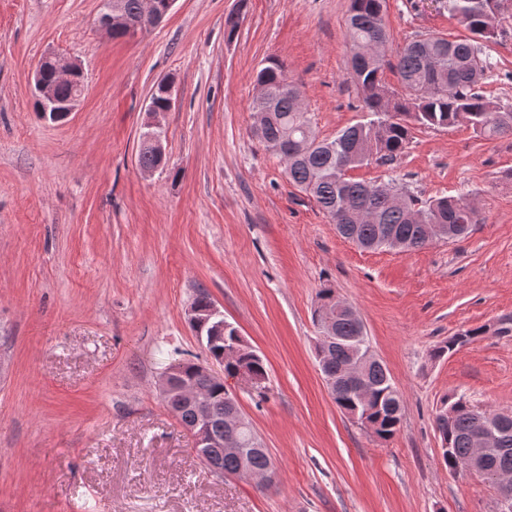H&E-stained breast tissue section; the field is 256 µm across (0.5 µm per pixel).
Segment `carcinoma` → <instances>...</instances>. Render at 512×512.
I'll return each instance as SVG.
<instances>
[{
    "mask_svg": "<svg viewBox=\"0 0 512 512\" xmlns=\"http://www.w3.org/2000/svg\"><path fill=\"white\" fill-rule=\"evenodd\" d=\"M448 15L469 35L449 40L433 35L412 39L393 47L384 12V0H350L346 39L350 45L349 69L362 102L366 118L340 130L336 137L316 140L304 109L296 104L294 93L299 91L295 81L288 77L285 66L277 59H268L256 74L255 82L266 87L269 98L262 102L253 98L252 115L262 112L271 119L262 131L253 134L264 146L280 156L285 164L288 180L312 198L324 214L336 224L339 235L365 250H394L386 243L374 224H356L346 217V210L365 203L377 214L379 223L395 228L409 251L429 245L423 237L422 226L438 222L455 224L459 236L469 234L478 224L479 211L469 195L460 193L421 201L404 193L402 203L392 205L385 193L369 195L370 184L355 181L343 172L346 151L359 142L376 160L392 161L400 156L417 127L449 128L465 123L487 137L512 132V107L497 112L486 111L487 102L480 84L474 82L476 73L486 75L495 63L485 53L483 31L495 25L496 16L487 10L489 0H441ZM377 45L366 58L357 59L354 51L364 44ZM395 69L406 94L396 96L382 84L380 74L385 67ZM138 163L143 168L165 166L166 157L149 146L140 145ZM336 295L333 289L323 288L317 294L312 320L318 324L333 314ZM339 342L319 365L323 377L334 376L347 364L354 351L360 327L342 315L335 320ZM238 329L224 322L218 332L222 339L210 344L205 340L209 357L222 358L225 344L232 343ZM179 374L211 399L212 427L224 429V417L230 405L227 392L230 386L214 381L201 363L178 361L172 363ZM255 375L261 385L255 392L263 395L267 371L259 354L246 355L224 364V377L231 378L241 369ZM372 396L371 407L362 406L345 387L332 394L336 405L344 412L358 410V417L376 426L377 437L391 438L401 422L402 412L395 404L401 398L386 367L378 362L366 374ZM169 409L190 429L196 425L195 408L181 401L178 394L163 397ZM454 405L455 418L450 424L435 418L441 441L448 443L443 450V462L451 467L467 456L478 432L475 405L462 396L442 401V408ZM207 460L220 463L225 474H236L239 461L224 453L221 441L205 449ZM483 467L488 472L512 470V420L503 429L498 448L483 456Z\"/></svg>",
    "mask_w": 512,
    "mask_h": 512,
    "instance_id": "cac0c4a2",
    "label": "carcinoma"
}]
</instances>
